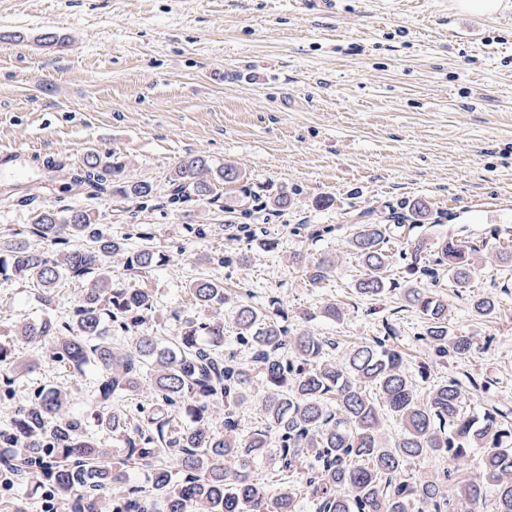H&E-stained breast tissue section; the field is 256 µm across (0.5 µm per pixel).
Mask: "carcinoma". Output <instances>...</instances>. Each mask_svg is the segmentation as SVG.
<instances>
[{"label": "carcinoma", "instance_id": "1", "mask_svg": "<svg viewBox=\"0 0 512 512\" xmlns=\"http://www.w3.org/2000/svg\"><path fill=\"white\" fill-rule=\"evenodd\" d=\"M71 181L89 196L104 194L149 201L154 186L132 179L125 165L90 151L72 171ZM240 181L236 167L213 168L199 155L178 162L169 175L167 203L219 201L222 185ZM390 224H359L348 244L366 273L354 285L378 297L397 263L416 278L433 283L444 276L467 288L482 258L478 247L446 239L435 243L436 266L421 260L422 245L394 248ZM29 233L45 247L35 249L17 233L0 239V276L41 289L44 314L14 328L0 341V362L12 364L0 398L16 401L15 416L0 428V484L14 490L15 512H26L23 489L45 486L58 512H449L461 491L472 505L494 492V512H512V409L489 403L479 414L464 412V392L491 390L465 374H454L426 396L406 373L401 339L365 341L342 364L325 358L333 342L304 331L288 335L275 314H262L246 301H230L224 284L201 278L191 287L193 305L212 313L191 314L176 335L161 344L145 333L154 295L112 278V260L132 273L164 265L167 255L130 251L124 240L92 223L75 206L42 209ZM83 237L87 248L71 241ZM309 282L322 283L333 262H311L299 254ZM89 279L90 288L67 319L53 317L56 289L66 279ZM406 306L423 315L416 340L441 361H461L476 351L468 336L449 335L448 303L427 288L404 289ZM233 303L236 343L252 352L248 363L224 345L220 311ZM472 311L492 317L493 297L472 299ZM128 339L125 350L112 339ZM41 346L44 358L78 373H94L93 422L108 430L119 448H101L89 433L87 417L70 410L67 393L38 386L16 398L15 377L29 376L38 364L16 356L9 341ZM151 388L136 411L122 399L141 391L145 371ZM265 386L260 403L264 428L240 433L239 406L252 384ZM374 385L387 411L402 424L393 444L381 437L376 403L366 393ZM429 456L448 461L441 477L414 471ZM274 461L289 481L266 486L254 479L265 460ZM474 463L479 478L462 483L460 465Z\"/></svg>", "mask_w": 512, "mask_h": 512}]
</instances>
